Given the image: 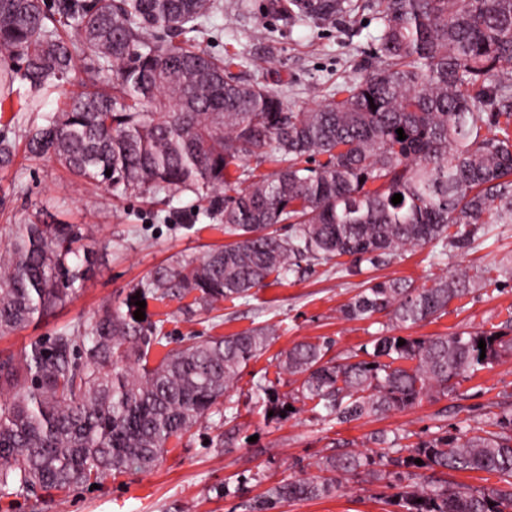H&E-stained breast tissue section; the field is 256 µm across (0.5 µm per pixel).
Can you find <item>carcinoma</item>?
I'll return each instance as SVG.
<instances>
[{
    "mask_svg": "<svg viewBox=\"0 0 512 512\" xmlns=\"http://www.w3.org/2000/svg\"><path fill=\"white\" fill-rule=\"evenodd\" d=\"M221 9L219 0H0V53L20 62L33 93L62 87L77 58L93 59L82 91L29 130L27 156L124 194L208 198L235 237L199 259H171L134 295L191 296L180 310L211 311L304 262L348 257L340 267L352 275L409 248L471 247L487 225L512 224V0H376L378 66L331 90L311 88L317 101L300 112L287 110L282 92L237 77V54L181 39ZM356 9L354 0L267 2L268 12L301 24ZM251 158L275 170L246 167ZM88 239L79 224L33 221L0 237V337L83 285ZM479 284L466 270L421 288L385 279L339 314L416 325ZM137 309L130 297L122 309L108 304L88 323L0 357L1 489L55 497L112 472L148 471L203 419L239 416L230 390L275 330L186 336L170 348L156 325L134 319ZM332 345L300 341L277 363V375L299 382L292 400L321 408L328 423L403 411L425 397L462 400L457 386L512 350L493 329L412 338L385 324L364 359L338 362ZM155 346L165 352L152 363ZM277 383L257 390L279 420L288 403ZM493 406L481 426H441L410 446L378 431L371 453L322 457L318 474L280 481L254 512L326 497L347 473L386 482L398 512H512V401ZM471 471L497 484L448 480Z\"/></svg>",
    "mask_w": 512,
    "mask_h": 512,
    "instance_id": "1",
    "label": "carcinoma"
}]
</instances>
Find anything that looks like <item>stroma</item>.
<instances>
[{
	"instance_id": "35a3bbf8",
	"label": "stroma",
	"mask_w": 512,
	"mask_h": 512,
	"mask_svg": "<svg viewBox=\"0 0 512 512\" xmlns=\"http://www.w3.org/2000/svg\"><path fill=\"white\" fill-rule=\"evenodd\" d=\"M221 2L223 12L205 24L197 44L240 56L242 77L284 90L289 111L312 106L310 87L333 86L345 76L366 75L375 63L374 0H356L355 13L337 26L284 22L267 13V0ZM271 38L279 43L278 53L263 68H254L253 53ZM91 66V60L76 61L69 82L44 99L40 110L0 113V137L10 139L17 148L13 165L0 169V231L35 214L48 224H84L91 231L95 252L89 277L72 300L0 338L1 356L53 336L64 326L91 319L104 304L120 305L134 285L171 257L199 258L229 240L220 219L207 216V202L194 194H183L166 205L153 204L91 185L53 162L28 159L24 146L30 126L40 112L64 108L70 93L86 81ZM510 258L512 224H495L486 242L467 251H452L437 259L430 248H414L387 266L366 265L352 276L340 272L335 262L315 261L305 271L268 281L247 298L193 316L181 313L178 302L147 300L146 321L176 338L275 327L271 345L248 363L232 391L239 411L236 448L228 452L221 445L227 426L216 414L193 428L150 471L106 475L97 489L74 488L61 504L13 485L0 490V512H248V503L270 486L315 473L316 462L335 453L336 443H348L350 450L360 452L369 448L370 435L379 430L400 436L405 445L428 438L438 427L458 421L454 399L426 398L405 411L342 424L326 423L320 409L301 404L288 418L271 420L257 400L256 385L263 377L276 376L279 393L291 392L294 379L277 375L276 359L302 340L332 338L331 354L339 360L371 348L378 325L349 321L338 312L371 279H404L418 287L428 286L457 269L466 267L477 275ZM511 315L512 279L502 278L454 300L447 313L399 328L398 333L445 335L499 326ZM460 389L468 396V418L480 420L490 403L512 393V352L504 353L493 368L462 382ZM390 494L385 483L346 475L330 496L285 503L277 512H395L386 503Z\"/></svg>"
}]
</instances>
